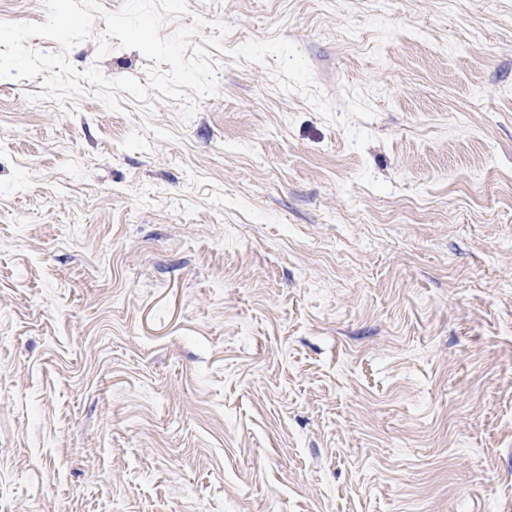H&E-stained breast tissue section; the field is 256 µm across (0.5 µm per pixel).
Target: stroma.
I'll return each mask as SVG.
<instances>
[{
  "mask_svg": "<svg viewBox=\"0 0 512 512\" xmlns=\"http://www.w3.org/2000/svg\"><path fill=\"white\" fill-rule=\"evenodd\" d=\"M187 5L0 80V512H512V0Z\"/></svg>",
  "mask_w": 512,
  "mask_h": 512,
  "instance_id": "35a3bbf8",
  "label": "stroma"
}]
</instances>
